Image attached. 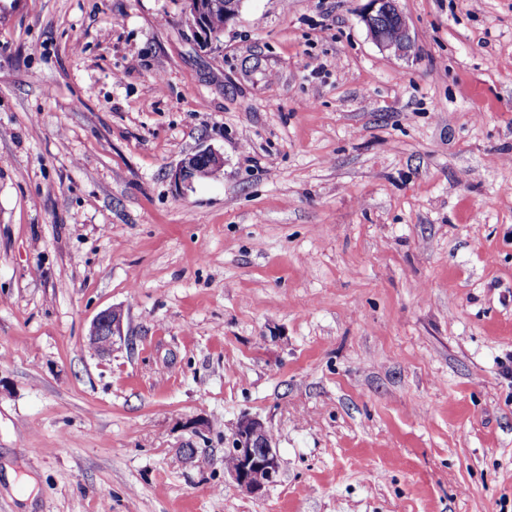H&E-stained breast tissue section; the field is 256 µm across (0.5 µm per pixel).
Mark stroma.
Here are the masks:
<instances>
[{"mask_svg":"<svg viewBox=\"0 0 512 512\" xmlns=\"http://www.w3.org/2000/svg\"><path fill=\"white\" fill-rule=\"evenodd\" d=\"M365 3L0 0V512H512V0ZM211 0H185V20L187 17L195 16L196 24H188L193 34L204 45H213L221 42L224 36V29H213L206 23V16L211 5ZM214 8L210 12L209 21L215 26H224V16L226 17V25L234 20L241 9L242 0H215ZM361 18L370 38L381 48L394 50L399 55H408L414 48V40L405 17L398 8V0H366ZM389 24L399 26L404 38L394 40L387 34ZM224 167L223 158L210 149L185 157L175 171V180L191 187L195 180L216 177ZM124 336V317L121 309L109 308L95 319L91 332V343L102 353L111 350L115 338ZM225 449L234 458L226 472L247 494L261 497L279 477L270 432L255 418H243Z\"/></svg>","mask_w":512,"mask_h":512,"instance_id":"35a3bbf8","label":"stroma"}]
</instances>
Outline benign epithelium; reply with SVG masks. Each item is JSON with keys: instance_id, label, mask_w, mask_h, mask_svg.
<instances>
[{"instance_id": "7a95c632", "label": "benign epithelium", "mask_w": 512, "mask_h": 512, "mask_svg": "<svg viewBox=\"0 0 512 512\" xmlns=\"http://www.w3.org/2000/svg\"><path fill=\"white\" fill-rule=\"evenodd\" d=\"M185 16H194L197 23L190 25L193 34L204 45L221 42L224 30L213 29L206 23L210 0H185ZM361 18L370 38L381 48L400 55L409 54L414 40L405 17L398 8L397 0H367ZM390 24L399 26L404 38L394 40L387 34ZM224 167L223 158L210 149H203L185 157L175 171V180L185 187L194 181L216 177ZM124 336V317L118 308H109L95 319L91 343L102 353L111 350L115 338ZM225 453L234 458V464L226 469L237 485L247 494L260 497L274 485L279 477V461L272 447L270 432L255 418H243L228 443Z\"/></svg>"}]
</instances>
